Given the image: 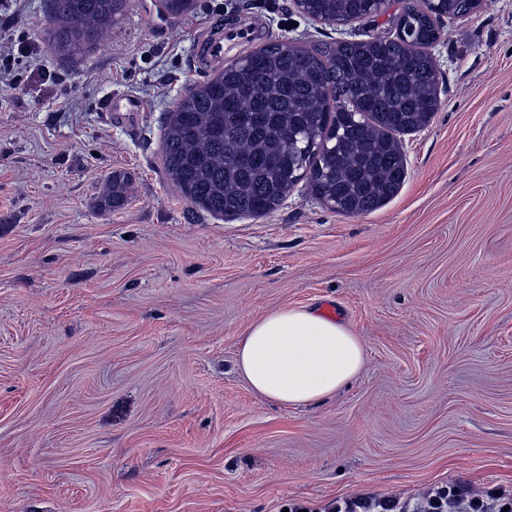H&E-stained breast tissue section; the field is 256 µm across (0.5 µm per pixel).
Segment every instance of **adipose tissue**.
<instances>
[{
	"label": "adipose tissue",
	"mask_w": 512,
	"mask_h": 512,
	"mask_svg": "<svg viewBox=\"0 0 512 512\" xmlns=\"http://www.w3.org/2000/svg\"><path fill=\"white\" fill-rule=\"evenodd\" d=\"M358 336L314 311L283 306L251 323L237 367L260 396L286 406L321 402L361 369Z\"/></svg>",
	"instance_id": "1"
}]
</instances>
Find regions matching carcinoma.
<instances>
[{
    "mask_svg": "<svg viewBox=\"0 0 512 512\" xmlns=\"http://www.w3.org/2000/svg\"><path fill=\"white\" fill-rule=\"evenodd\" d=\"M481 0H412L392 17L393 34L302 48L267 42L197 84L163 122L160 156L182 197L213 216L258 217L304 179L326 206L372 212L407 176L398 135L437 112L441 81L428 48L440 21ZM327 24L375 16L379 0H300ZM128 0H49V39L66 60L100 44ZM104 203H124L127 177L108 176Z\"/></svg>",
    "mask_w": 512,
    "mask_h": 512,
    "instance_id": "carcinoma-1",
    "label": "carcinoma"
}]
</instances>
